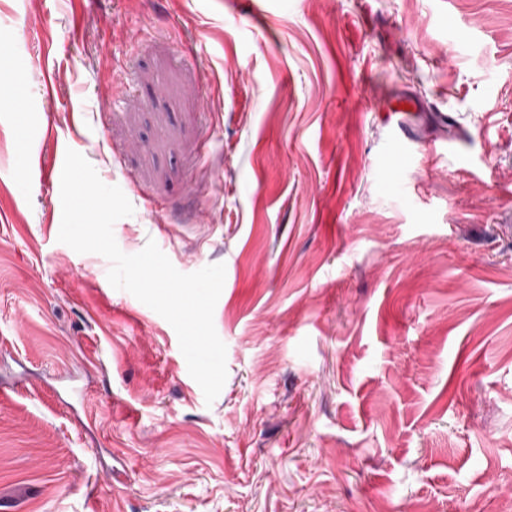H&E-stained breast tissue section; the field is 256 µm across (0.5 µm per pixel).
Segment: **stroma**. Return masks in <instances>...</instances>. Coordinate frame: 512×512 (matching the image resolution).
<instances>
[{"label": "stroma", "instance_id": "stroma-1", "mask_svg": "<svg viewBox=\"0 0 512 512\" xmlns=\"http://www.w3.org/2000/svg\"><path fill=\"white\" fill-rule=\"evenodd\" d=\"M430 106L396 147L370 101ZM452 117L444 126V117ZM75 150L227 379L60 243ZM0 512H512L504 0H0Z\"/></svg>", "mask_w": 512, "mask_h": 512}]
</instances>
